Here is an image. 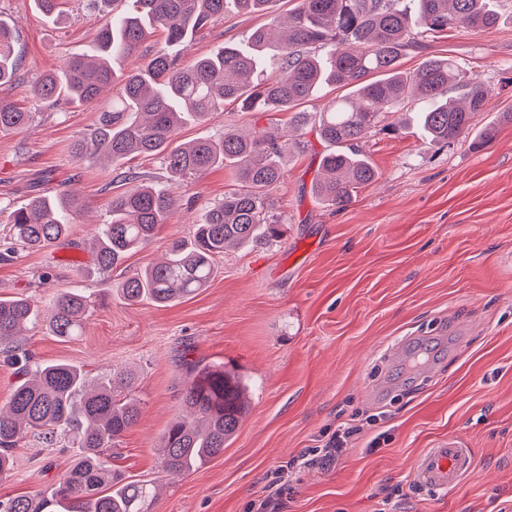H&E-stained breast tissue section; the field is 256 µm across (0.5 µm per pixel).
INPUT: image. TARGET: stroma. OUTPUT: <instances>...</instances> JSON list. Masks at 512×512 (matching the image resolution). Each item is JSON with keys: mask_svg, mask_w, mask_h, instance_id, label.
Returning a JSON list of instances; mask_svg holds the SVG:
<instances>
[{"mask_svg": "<svg viewBox=\"0 0 512 512\" xmlns=\"http://www.w3.org/2000/svg\"><path fill=\"white\" fill-rule=\"evenodd\" d=\"M492 29L457 28L407 53L400 70L424 58L457 60L467 77L492 91L474 131L498 123L483 147L472 139L430 142L406 113L391 115L402 133L371 129L358 148L378 172L345 209L312 197L325 147L314 129L289 155L272 192L285 235L225 252L208 288L160 306L130 305L119 282L164 259L173 240L190 236L207 207L235 185L230 168L170 179L161 160L135 156L127 165L145 181L167 186L179 209L153 239L102 277L84 243L106 223L112 200L128 185L104 164L74 157L70 144L93 123L98 105L49 107L29 85L89 49L104 23L88 0H64L60 21L46 20L33 0H0L22 56L21 99L32 123L0 132V244L5 210L26 203L50 177L49 191L72 190L84 202L72 247L24 253L0 262V298L24 297L44 308L60 289L105 294L81 336L63 340L41 326L22 347L37 361H66L92 373L132 367L141 414L121 439L114 468L164 490L152 512H253L271 481L283 489L279 512H512V0ZM266 15L225 13L196 39L189 58L245 43ZM288 113L243 112L233 102L203 123L181 128L178 142L228 130L286 127ZM407 340L435 362L420 379L385 354ZM221 363L248 386L250 411L222 455L177 479L166 478L155 444L180 410L189 364ZM355 421L352 437L330 465L290 467L323 447L336 428ZM459 435L473 468L447 492L412 485L415 459L441 438ZM0 495L33 494L60 477L69 453L20 445Z\"/></svg>", "mask_w": 512, "mask_h": 512, "instance_id": "1", "label": "stroma"}]
</instances>
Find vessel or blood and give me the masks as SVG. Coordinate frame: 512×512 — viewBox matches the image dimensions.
Wrapping results in <instances>:
<instances>
[{
	"label": "vessel or blood",
	"mask_w": 512,
	"mask_h": 512,
	"mask_svg": "<svg viewBox=\"0 0 512 512\" xmlns=\"http://www.w3.org/2000/svg\"><path fill=\"white\" fill-rule=\"evenodd\" d=\"M473 465L469 449L459 436L451 435L425 449L414 461L411 481L426 493H439L458 484Z\"/></svg>",
	"instance_id": "1"
}]
</instances>
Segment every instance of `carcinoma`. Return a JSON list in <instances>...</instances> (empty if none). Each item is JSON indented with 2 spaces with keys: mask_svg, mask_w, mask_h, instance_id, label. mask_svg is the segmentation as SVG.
<instances>
[{
  "mask_svg": "<svg viewBox=\"0 0 512 512\" xmlns=\"http://www.w3.org/2000/svg\"><path fill=\"white\" fill-rule=\"evenodd\" d=\"M275 2L90 0L107 16L93 47L43 74L31 89L54 104H93L116 80L113 63L135 55L150 34L161 31L164 42L145 65L123 76L121 94L74 140L72 153L117 167L130 156L159 155L173 179L202 175L218 163L236 175L235 187L207 208L190 237L173 242L164 261L126 277L119 295L129 304L149 299L164 306L189 299L209 286L214 258L226 249L283 236L270 193L282 183L286 158L298 146L294 133L310 125L329 146L311 193L340 209L377 177L354 142L385 115L418 100L417 118L431 141L448 144L468 137L473 115L491 97L449 58H427L412 73L398 64L405 53L450 29L498 26L501 16L492 0H298L288 18L254 29L247 45H224L188 65L180 63L195 36L224 12L269 14ZM19 69L12 30L0 20V87L17 84ZM330 85L349 92L321 112L299 109ZM450 89L461 96L444 98ZM226 101L247 112H290L289 128L173 144L186 121H202ZM31 121L32 113L16 100L0 97V132ZM120 175L132 187L112 200L109 221L88 244L100 275L146 245L176 210L167 190L129 169ZM82 209L77 193L64 192L35 196L11 211L0 262L66 242ZM104 301L94 292L60 291L41 314L24 298L0 299V352L17 377L9 402L0 408V480L13 470L12 450L22 442L73 451L69 469L57 481L33 497L1 496L0 512H51L58 506L64 512H150L160 495V484L129 480L112 468V450L140 415L141 402L132 394L136 374L112 368L91 378L69 363L35 362L19 346L22 333L40 323L61 339L81 335ZM246 391L239 374L222 364L191 367L181 412L160 438L161 470L181 476L223 454L247 411Z\"/></svg>",
  "mask_w": 512,
  "mask_h": 512,
  "instance_id": "obj_1",
  "label": "carcinoma"
}]
</instances>
